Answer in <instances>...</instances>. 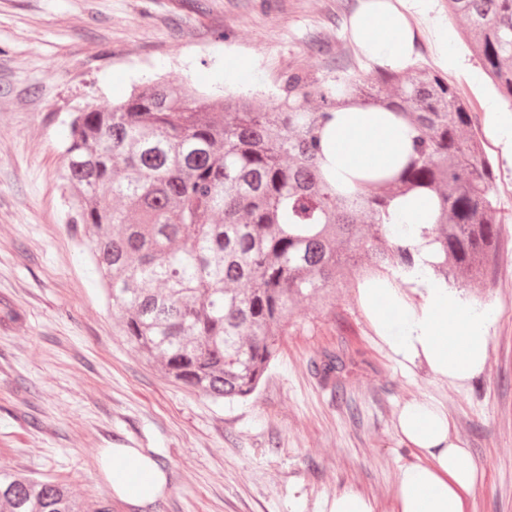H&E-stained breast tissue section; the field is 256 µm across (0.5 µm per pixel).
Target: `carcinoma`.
<instances>
[{
	"label": "carcinoma",
	"instance_id": "1",
	"mask_svg": "<svg viewBox=\"0 0 512 512\" xmlns=\"http://www.w3.org/2000/svg\"><path fill=\"white\" fill-rule=\"evenodd\" d=\"M501 98L512 104V0H446ZM358 105L417 131L398 169L348 192L321 171L327 126ZM66 187L118 336L172 381L214 400L251 396L298 305L364 275L413 265L396 201L427 196L433 273L460 288L495 282L503 249L470 106L419 69L361 74L349 61L316 82L291 71L266 104L147 81L68 124ZM0 512H109L0 461Z\"/></svg>",
	"mask_w": 512,
	"mask_h": 512
}]
</instances>
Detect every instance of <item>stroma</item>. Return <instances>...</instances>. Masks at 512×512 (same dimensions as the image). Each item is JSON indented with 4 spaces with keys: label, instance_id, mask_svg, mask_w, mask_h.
I'll return each instance as SVG.
<instances>
[{
    "label": "stroma",
    "instance_id": "obj_1",
    "mask_svg": "<svg viewBox=\"0 0 512 512\" xmlns=\"http://www.w3.org/2000/svg\"><path fill=\"white\" fill-rule=\"evenodd\" d=\"M360 0H0V458L73 485L110 512H321L350 487L395 512L413 460L397 415L440 402L482 470L468 512H512V154L486 112L491 81L465 41L442 70L469 101L493 167L504 248L492 287L471 291L496 320L483 373L455 387L408 374L377 343L355 289L305 301L249 400L216 402L167 379L115 332L112 310L69 226L65 136L72 112L148 80L278 96L291 71L318 80L352 58ZM336 354L331 379L318 368ZM149 448L168 487L138 509L110 487L108 448Z\"/></svg>",
    "mask_w": 512,
    "mask_h": 512
}]
</instances>
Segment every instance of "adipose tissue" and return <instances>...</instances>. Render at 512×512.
Here are the masks:
<instances>
[{"mask_svg": "<svg viewBox=\"0 0 512 512\" xmlns=\"http://www.w3.org/2000/svg\"><path fill=\"white\" fill-rule=\"evenodd\" d=\"M429 0H361L350 20L353 39L365 59L399 71L416 60L412 21L426 15ZM410 129L376 112H339L329 133L324 172L345 181L366 166H389L403 156ZM415 266L401 278L377 274L358 288L364 316L382 346L407 370L420 368L441 382L464 386L479 377L487 356L490 308L463 300L430 273L431 247L420 246ZM452 423L438 402L412 399L399 410L396 438L414 461L396 477V512H467L481 477L468 449L451 434ZM117 493L138 506L162 496L167 475L145 449L116 448L106 467Z\"/></svg>", "mask_w": 512, "mask_h": 512, "instance_id": "adipose-tissue-1", "label": "adipose tissue"}]
</instances>
